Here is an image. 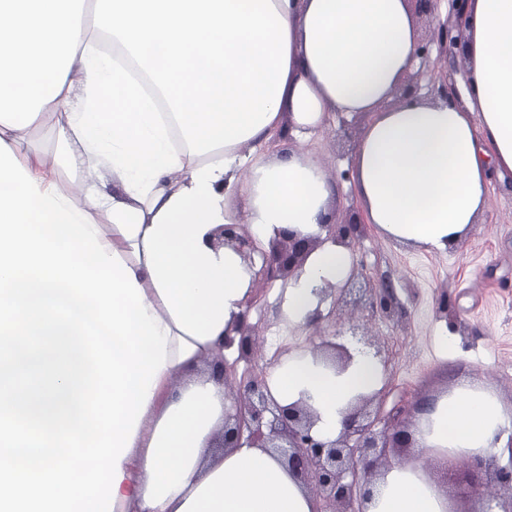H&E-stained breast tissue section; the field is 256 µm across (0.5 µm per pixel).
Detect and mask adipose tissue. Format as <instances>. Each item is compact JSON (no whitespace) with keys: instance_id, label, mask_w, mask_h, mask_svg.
<instances>
[{"instance_id":"obj_1","label":"adipose tissue","mask_w":512,"mask_h":512,"mask_svg":"<svg viewBox=\"0 0 512 512\" xmlns=\"http://www.w3.org/2000/svg\"><path fill=\"white\" fill-rule=\"evenodd\" d=\"M463 33L464 101L399 102L420 39L407 0H0V512H313L273 449L215 448L230 402L212 361L238 354L224 333L254 270L213 233L243 220L264 248L320 235L321 163L266 146L365 115L349 165L367 223L458 248L490 171L512 172V0H470ZM48 117L60 149L34 165L22 145ZM351 266L342 245L315 249L284 290L286 324ZM348 352L340 373L304 351L269 371L272 397L309 404L326 440L381 386L379 360ZM511 427L464 382L414 426L413 453L488 455ZM368 512L448 499L405 461Z\"/></svg>"}]
</instances>
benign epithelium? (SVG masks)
Segmentation results:
<instances>
[{"label": "benign epithelium", "mask_w": 512, "mask_h": 512, "mask_svg": "<svg viewBox=\"0 0 512 512\" xmlns=\"http://www.w3.org/2000/svg\"><path fill=\"white\" fill-rule=\"evenodd\" d=\"M454 23L439 25L416 49L420 65L416 73L408 74L398 89L401 99L417 96V79L433 63V59L446 58L462 46V18L468 0H448ZM325 237L302 236L288 231L275 238L269 250H262L245 232L241 224H224L216 232V242L233 246L251 266H259L253 282H271L298 276L312 251L325 242L341 244L354 249L364 237L366 227L354 207L348 208V219L342 223L321 225ZM358 267H353L343 286L320 289L322 298H333L328 316L348 304L354 291ZM361 299L375 315L391 320L399 311L395 288L388 282L368 284L359 289ZM256 300L249 296L240 318L226 331L224 347L238 345V359L253 358L258 335L250 322V313ZM215 365L220 368L224 386L235 390L232 411L225 415L221 447L234 448L242 433L262 448H274L288 464L292 474L317 499L315 512H366L365 504L378 469L386 463V449L411 447L408 427L412 414L399 407L384 412L382 405L371 408L373 398L360 397L350 408L338 437L327 441L313 432L314 414L307 405L280 406L271 396L267 375L269 366L247 371L236 378V363L220 358ZM465 489L477 491L482 486L487 501L507 494L512 498V464L499 465L494 456L473 455L465 461Z\"/></svg>", "instance_id": "7a95c632"}]
</instances>
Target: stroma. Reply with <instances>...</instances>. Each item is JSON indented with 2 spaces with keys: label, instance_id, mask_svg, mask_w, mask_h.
<instances>
[{
  "label": "stroma",
  "instance_id": "stroma-1",
  "mask_svg": "<svg viewBox=\"0 0 512 512\" xmlns=\"http://www.w3.org/2000/svg\"><path fill=\"white\" fill-rule=\"evenodd\" d=\"M348 123L352 137L329 129L304 142L282 140L277 149L283 155L315 157L328 178H335L365 119L355 116ZM355 258L363 264L356 286L390 280L400 317L388 321L372 315L364 303L352 302L319 327L289 326L281 318L284 280L261 285L251 312L261 337L255 363L272 359L269 337H279L281 347L288 348L319 342L337 330L346 335L355 328L388 359L381 386L384 408L406 403L420 410L467 381L495 393L504 412L512 415V176L491 178L483 217L459 248L445 253L407 248L371 225ZM443 293L451 303L444 319L435 309V299ZM421 465L446 493L449 512H473L476 495L461 494L452 481L463 475V462L443 466L428 457Z\"/></svg>",
  "mask_w": 512,
  "mask_h": 512
}]
</instances>
